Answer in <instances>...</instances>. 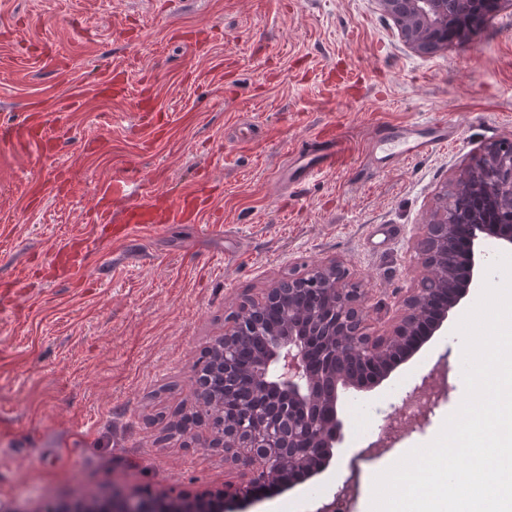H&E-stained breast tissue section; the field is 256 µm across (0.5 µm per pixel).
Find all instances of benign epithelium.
Masks as SVG:
<instances>
[{
    "mask_svg": "<svg viewBox=\"0 0 512 512\" xmlns=\"http://www.w3.org/2000/svg\"><path fill=\"white\" fill-rule=\"evenodd\" d=\"M405 45L418 54L448 47L463 25L481 22L509 8L512 0H377ZM451 188L491 204L501 219L490 224L475 209L448 208L447 193L431 220L419 225L414 249L421 267L418 285L397 302L389 328L374 336L365 321L373 306L369 292L347 278L335 259L273 282L261 296L239 304L233 323L204 351V359L224 362L225 380L238 393L218 402L224 431L199 416L191 428L208 432L203 447L224 450V461L249 468L244 485L225 487L210 497L159 496L114 484L83 512H245L255 489H291L295 479L313 478L333 458L342 441L339 418L345 392L378 383L398 351L411 354L418 329L436 318L441 329L469 289L483 284L489 258L480 249L486 236L512 245V141L501 140L472 155L455 174ZM393 427L357 451L353 460L389 447Z\"/></svg>",
    "mask_w": 512,
    "mask_h": 512,
    "instance_id": "7a95c632",
    "label": "benign epithelium"
}]
</instances>
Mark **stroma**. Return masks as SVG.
Masks as SVG:
<instances>
[{
	"label": "stroma",
	"instance_id": "obj_1",
	"mask_svg": "<svg viewBox=\"0 0 512 512\" xmlns=\"http://www.w3.org/2000/svg\"><path fill=\"white\" fill-rule=\"evenodd\" d=\"M123 95H97L113 71ZM38 106L61 145L41 163L0 151V512H44L121 482L195 497L247 482L218 448L170 437L195 410L191 368L241 300L272 281L341 260L386 326L414 285L412 239L454 172L488 143L512 139V10L464 45L411 51L375 0H0V120ZM436 117L459 137L382 171L365 150L376 124ZM335 123L351 142L339 171L293 190L291 149ZM147 194L176 200L214 188L198 224H166L91 247V283L55 262L92 226L87 176L127 166ZM388 224L392 234L377 235ZM471 289L439 330L381 383L350 392L345 441L314 478L259 494L248 512H314L354 480V512L374 475L426 444L461 404ZM448 357L451 390L423 424L394 415L401 437L349 469L361 425Z\"/></svg>",
	"mask_w": 512,
	"mask_h": 512
}]
</instances>
